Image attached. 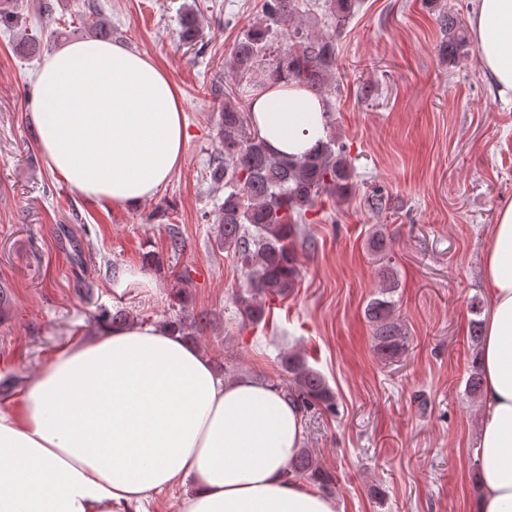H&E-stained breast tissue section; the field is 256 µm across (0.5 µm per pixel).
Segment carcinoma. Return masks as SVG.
<instances>
[{
    "mask_svg": "<svg viewBox=\"0 0 512 512\" xmlns=\"http://www.w3.org/2000/svg\"><path fill=\"white\" fill-rule=\"evenodd\" d=\"M357 0H324L330 29H314L303 0H263L262 18L234 45L224 65V77L260 87L268 81L292 80L326 102V140L321 147L300 158L275 155L258 130L251 125L248 101L227 99L217 123V146L207 173L215 184H224V200L218 206V242L240 266L242 280L232 300L239 322L256 326L266 320V302L288 296L301 276L298 247L312 245L304 225L324 196L344 200L352 189L353 167L349 151L335 135L331 96L336 93V36L354 14ZM90 36L112 39V27L99 20L100 5L87 3ZM444 32L440 55L454 60L465 53L468 31L455 15H439ZM287 31V47L275 37ZM54 34L46 37L25 34L18 41L26 55L48 49ZM199 37L198 13L192 9L180 17V39L192 43ZM393 275L384 276L377 296L366 306L372 323L376 353L395 358L405 349L406 336L396 316ZM130 320L127 313H113L98 306L93 321L101 331L114 323ZM204 317L192 320L184 315L173 322L181 336L195 339ZM279 380L274 385L291 399L301 413L314 408L332 413L336 396L324 377L295 352L279 357ZM288 473L310 481L328 492L333 475L324 469L308 448L297 451Z\"/></svg>",
    "mask_w": 512,
    "mask_h": 512,
    "instance_id": "cac0c4a2",
    "label": "carcinoma"
}]
</instances>
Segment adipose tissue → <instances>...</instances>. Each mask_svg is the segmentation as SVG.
Here are the masks:
<instances>
[{
    "label": "adipose tissue",
    "mask_w": 512,
    "mask_h": 512,
    "mask_svg": "<svg viewBox=\"0 0 512 512\" xmlns=\"http://www.w3.org/2000/svg\"><path fill=\"white\" fill-rule=\"evenodd\" d=\"M484 74L512 91V0H473ZM324 102L296 82L255 92L253 123L283 157L325 138ZM32 123L49 169L86 198L136 207L180 169L187 138L175 85L149 56L86 38L52 53ZM491 306L480 354L473 512H512V202L482 259ZM302 415L268 381L219 377L171 329L122 323L67 341L0 408V512H147L190 482L178 512H339L288 477Z\"/></svg>",
    "instance_id": "ef3b65f1"
}]
</instances>
